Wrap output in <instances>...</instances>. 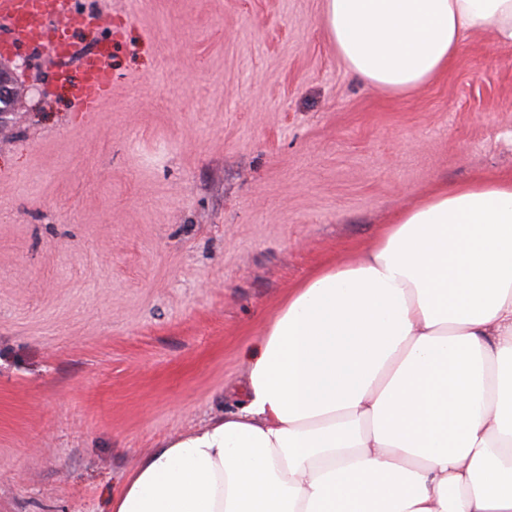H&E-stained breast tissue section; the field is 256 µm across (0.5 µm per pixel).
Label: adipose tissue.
Returning <instances> with one entry per match:
<instances>
[{
	"label": "adipose tissue",
	"mask_w": 512,
	"mask_h": 512,
	"mask_svg": "<svg viewBox=\"0 0 512 512\" xmlns=\"http://www.w3.org/2000/svg\"><path fill=\"white\" fill-rule=\"evenodd\" d=\"M347 69L406 92L512 0H325ZM236 412L160 442L112 512H512V179L420 199L292 288Z\"/></svg>",
	"instance_id": "adipose-tissue-1"
}]
</instances>
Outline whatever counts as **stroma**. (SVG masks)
I'll return each mask as SVG.
<instances>
[{
    "mask_svg": "<svg viewBox=\"0 0 512 512\" xmlns=\"http://www.w3.org/2000/svg\"><path fill=\"white\" fill-rule=\"evenodd\" d=\"M76 5L111 100L75 112L21 46L0 120V512H111L149 448L239 409L290 288L443 185L512 176L492 32L393 93L348 71L324 0Z\"/></svg>",
    "mask_w": 512,
    "mask_h": 512,
    "instance_id": "1",
    "label": "stroma"
}]
</instances>
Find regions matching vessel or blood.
<instances>
[{"label": "vessel or blood", "mask_w": 512, "mask_h": 512, "mask_svg": "<svg viewBox=\"0 0 512 512\" xmlns=\"http://www.w3.org/2000/svg\"><path fill=\"white\" fill-rule=\"evenodd\" d=\"M81 19L73 0H0V33L5 34L7 44L49 49L60 62L75 54L65 33L68 26ZM71 94L76 111H100L112 95V74L104 55L85 58L80 77L71 85Z\"/></svg>", "instance_id": "1"}]
</instances>
